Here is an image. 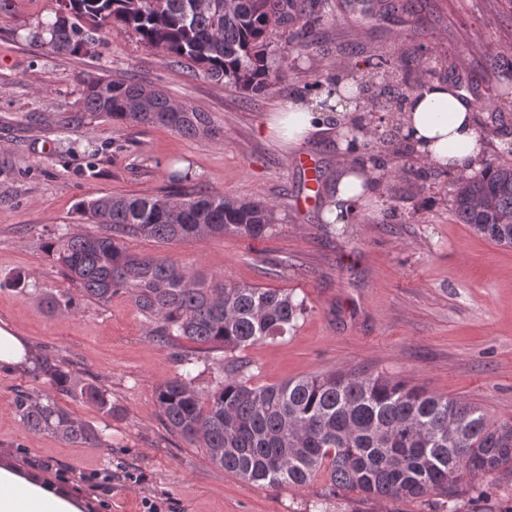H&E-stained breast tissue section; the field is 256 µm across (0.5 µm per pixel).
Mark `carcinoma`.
<instances>
[{"label": "carcinoma", "mask_w": 512, "mask_h": 512, "mask_svg": "<svg viewBox=\"0 0 512 512\" xmlns=\"http://www.w3.org/2000/svg\"><path fill=\"white\" fill-rule=\"evenodd\" d=\"M290 6V0H65L68 23L59 24L54 9L25 39L56 54L93 56L105 30L132 32L175 64L261 93L280 80L267 65L269 38L288 25ZM380 65L408 84L409 61L387 58ZM393 102L383 90L367 100L366 111L387 112ZM80 103L85 112L132 126L160 125L189 138L216 134L207 113L138 81L91 78ZM450 195L460 223L512 246L511 160L452 178ZM77 211L100 232L64 228L47 244L62 276L101 305L120 293L129 296L160 339L245 350L286 335L307 310L286 290L227 284L222 276L206 277L126 246L135 238L161 244L226 235L261 240L274 221V208L263 201L141 193L82 201ZM179 361L186 370L156 389L158 408L171 429L205 450L211 464L248 482L304 487L322 475L333 492L418 499L434 489H454L465 475L512 474V424H490L474 404L379 374L340 372L254 386L238 364L219 369L202 395L193 375L198 358L184 353ZM42 372L56 390H71L61 369L46 365ZM80 394L112 413L110 400L94 387ZM15 408L33 432L92 446L100 440L47 393H21Z\"/></svg>", "instance_id": "1"}]
</instances>
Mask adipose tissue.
<instances>
[{
	"mask_svg": "<svg viewBox=\"0 0 512 512\" xmlns=\"http://www.w3.org/2000/svg\"><path fill=\"white\" fill-rule=\"evenodd\" d=\"M354 82L338 77L327 103L294 97L262 125L266 136H282L289 147L304 145L327 124H335L340 150L347 163L336 172L334 195L325 218L334 224L350 223L352 216L382 190L381 170L362 157L361 124ZM395 120L413 154L425 165L440 171L469 173L479 168L483 143L478 134L477 110L464 92L445 80H435L407 96ZM86 499L41 477L0 462V512H89Z\"/></svg>",
	"mask_w": 512,
	"mask_h": 512,
	"instance_id": "adipose-tissue-1",
	"label": "adipose tissue"
}]
</instances>
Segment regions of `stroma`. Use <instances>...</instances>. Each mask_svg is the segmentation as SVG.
Wrapping results in <instances>:
<instances>
[{"label": "stroma", "mask_w": 512, "mask_h": 512, "mask_svg": "<svg viewBox=\"0 0 512 512\" xmlns=\"http://www.w3.org/2000/svg\"><path fill=\"white\" fill-rule=\"evenodd\" d=\"M324 0V18L301 45L272 34L269 63L283 78L255 94L213 80L128 33L105 34L95 56L53 54L25 36L56 0H6L0 8V321L27 341L28 365H0V460L84 496L93 512H512V476L464 478L454 492L415 499L364 498L326 492L319 477L306 487L275 490L247 483L208 462L202 449L174 433L154 398L183 373L179 352L211 361L246 362L253 385L337 371L382 374L428 394L484 410L493 424L512 423V247L496 245L456 221L447 173L424 168L405 149L392 119L367 122L390 135L376 146L384 189L351 224L323 218L333 175L344 161L336 132L311 135L295 150L260 128L291 97L315 94L316 83L342 73L379 79L373 55L431 59L473 99L491 94L501 57L512 59V0ZM494 44L496 56L471 48L470 35ZM134 80L163 89L208 113L218 133L188 138L168 128L130 126L80 109L91 77ZM486 159L512 157V96L481 112ZM320 172L314 206L300 159ZM192 189L259 199L275 209L266 237L197 238L159 245L128 241L130 251L166 255L190 270L225 281L281 288L306 302L288 335L243 351L163 343L134 301L123 294L99 305L71 289L47 242L60 229L94 233L75 212L81 200L106 194ZM25 289L11 287L16 274ZM59 366L79 387L93 385L111 413L57 394L75 417L102 434L98 447L36 433L20 422L18 392L44 393L42 365ZM139 474L138 482L123 477ZM112 480L87 481L92 472Z\"/></svg>", "instance_id": "35a3bbf8"}]
</instances>
